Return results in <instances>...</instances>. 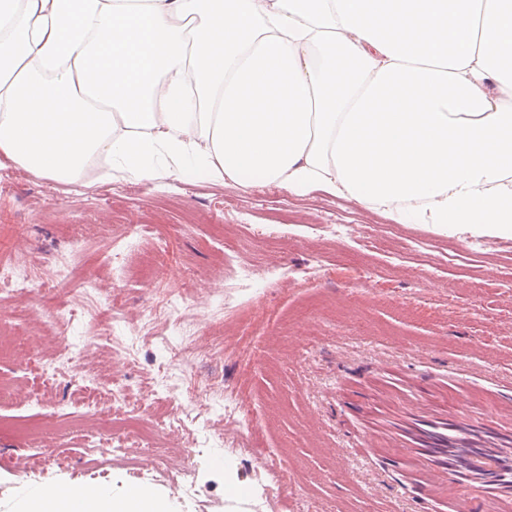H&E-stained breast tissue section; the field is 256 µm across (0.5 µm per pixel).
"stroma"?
Returning a JSON list of instances; mask_svg holds the SVG:
<instances>
[{
	"label": "stroma",
	"instance_id": "35a3bbf8",
	"mask_svg": "<svg viewBox=\"0 0 512 512\" xmlns=\"http://www.w3.org/2000/svg\"><path fill=\"white\" fill-rule=\"evenodd\" d=\"M0 261L33 278L0 293V512L56 485L147 488L169 512H512L498 491L459 495L409 434L451 417L512 435V238L276 185L94 164L62 185L0 154ZM181 330L197 342L178 357ZM65 339L81 354L60 366ZM88 389L138 409L148 438L116 421L93 446Z\"/></svg>",
	"mask_w": 512,
	"mask_h": 512
}]
</instances>
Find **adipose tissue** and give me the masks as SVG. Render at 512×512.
Returning <instances> with one entry per match:
<instances>
[{
  "instance_id": "ef3b65f1",
  "label": "adipose tissue",
  "mask_w": 512,
  "mask_h": 512,
  "mask_svg": "<svg viewBox=\"0 0 512 512\" xmlns=\"http://www.w3.org/2000/svg\"><path fill=\"white\" fill-rule=\"evenodd\" d=\"M0 153L512 237V0H0ZM18 512H168L54 487Z\"/></svg>"
}]
</instances>
